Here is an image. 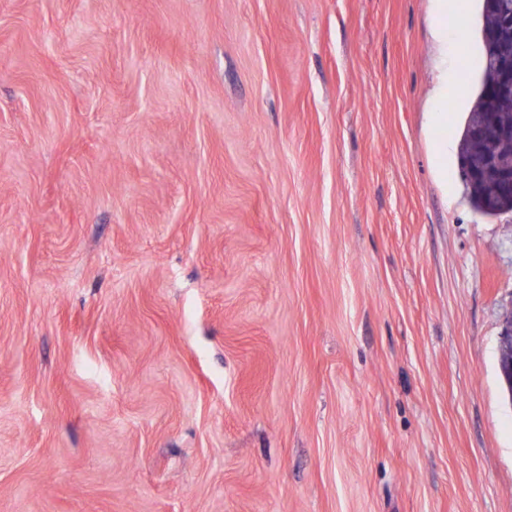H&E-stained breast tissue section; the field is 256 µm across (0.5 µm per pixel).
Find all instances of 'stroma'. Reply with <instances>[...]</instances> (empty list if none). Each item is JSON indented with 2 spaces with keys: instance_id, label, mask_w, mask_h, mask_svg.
I'll return each mask as SVG.
<instances>
[{
  "instance_id": "35a3bbf8",
  "label": "stroma",
  "mask_w": 512,
  "mask_h": 512,
  "mask_svg": "<svg viewBox=\"0 0 512 512\" xmlns=\"http://www.w3.org/2000/svg\"><path fill=\"white\" fill-rule=\"evenodd\" d=\"M430 43L428 0H0V512H512V214ZM430 1L433 4L430 58L435 76L426 112L429 113L432 133L437 137L447 129V112L452 111L448 109V16L454 17L458 13L455 2L458 0Z\"/></svg>"
}]
</instances>
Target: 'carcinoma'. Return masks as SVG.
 Instances as JSON below:
<instances>
[{"mask_svg":"<svg viewBox=\"0 0 512 512\" xmlns=\"http://www.w3.org/2000/svg\"><path fill=\"white\" fill-rule=\"evenodd\" d=\"M479 38L482 46L481 73L476 80L474 102L459 129V171L464 195L475 213L489 218L512 214V193L504 189L495 174L474 181L473 166H491L500 157L512 155V93L495 94L499 75L492 60L501 54L512 55V25L487 3L481 4ZM495 97V112L501 133L476 137L471 129L484 112L490 97Z\"/></svg>","mask_w":512,"mask_h":512,"instance_id":"1","label":"carcinoma"}]
</instances>
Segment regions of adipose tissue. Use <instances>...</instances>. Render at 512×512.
<instances>
[{
  "instance_id": "ef3b65f1",
  "label": "adipose tissue",
  "mask_w": 512,
  "mask_h": 512,
  "mask_svg": "<svg viewBox=\"0 0 512 512\" xmlns=\"http://www.w3.org/2000/svg\"><path fill=\"white\" fill-rule=\"evenodd\" d=\"M430 22L432 41L430 58L434 71V86L428 98L427 111L434 135H442L448 127V20L456 16L455 0H431Z\"/></svg>"
}]
</instances>
